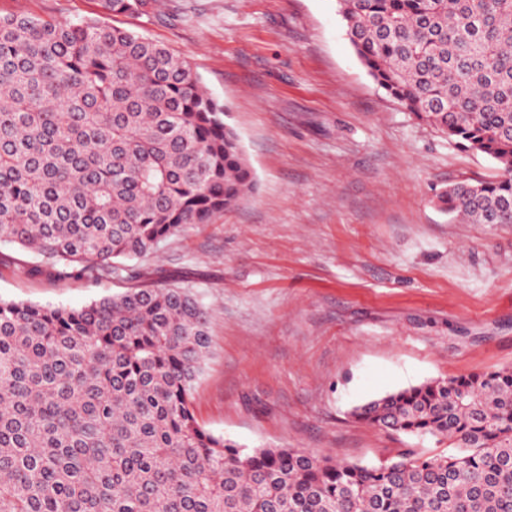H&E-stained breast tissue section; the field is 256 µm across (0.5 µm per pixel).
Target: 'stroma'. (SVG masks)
<instances>
[{
  "mask_svg": "<svg viewBox=\"0 0 512 512\" xmlns=\"http://www.w3.org/2000/svg\"><path fill=\"white\" fill-rule=\"evenodd\" d=\"M80 20L99 0H0V15ZM111 23L184 53L225 108L254 187L213 223L131 260L136 285L192 289L211 310L199 425L239 447L371 464L448 444L354 422L353 407L512 368V224H473L436 196L501 177L370 76L338 0H161ZM0 243V299L81 308L116 280L49 279Z\"/></svg>",
  "mask_w": 512,
  "mask_h": 512,
  "instance_id": "35a3bbf8",
  "label": "stroma"
}]
</instances>
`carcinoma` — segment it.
Listing matches in <instances>:
<instances>
[{
  "mask_svg": "<svg viewBox=\"0 0 512 512\" xmlns=\"http://www.w3.org/2000/svg\"><path fill=\"white\" fill-rule=\"evenodd\" d=\"M155 0H100L138 17ZM393 99L504 170L439 207L512 224V0H339ZM253 188L224 105L188 59L98 18L0 15V243L49 278L133 279L126 261ZM211 313L189 288L80 309L0 300V512H512V369L371 399L358 423L448 441L341 463L247 450L201 427Z\"/></svg>",
  "mask_w": 512,
  "mask_h": 512,
  "instance_id": "obj_1",
  "label": "carcinoma"
}]
</instances>
